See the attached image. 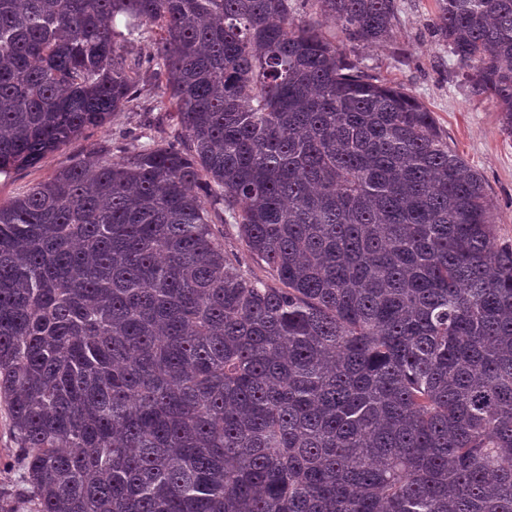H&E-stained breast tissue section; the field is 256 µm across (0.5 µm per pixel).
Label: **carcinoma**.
I'll use <instances>...</instances> for the list:
<instances>
[{
  "mask_svg": "<svg viewBox=\"0 0 512 512\" xmlns=\"http://www.w3.org/2000/svg\"><path fill=\"white\" fill-rule=\"evenodd\" d=\"M436 2L512 137V0ZM395 14L0 0V173L106 124L148 71L180 142L0 204L28 512H512V243L432 112L327 35L386 42ZM224 248L228 252V254L232 257L233 255L237 256L240 261L243 263V266L248 267L256 274L258 277L262 279H267L268 273L266 272V268L261 262H257L253 260L248 253L245 251L241 242L233 236H226L224 239Z\"/></svg>",
  "mask_w": 512,
  "mask_h": 512,
  "instance_id": "1",
  "label": "carcinoma"
}]
</instances>
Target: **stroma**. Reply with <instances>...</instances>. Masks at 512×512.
Wrapping results in <instances>:
<instances>
[{"label": "stroma", "mask_w": 512, "mask_h": 512, "mask_svg": "<svg viewBox=\"0 0 512 512\" xmlns=\"http://www.w3.org/2000/svg\"><path fill=\"white\" fill-rule=\"evenodd\" d=\"M394 35L383 44L347 43L380 80L408 89L433 114L443 136L483 176L495 215L497 237L512 243V138L503 134L494 101L473 96L456 59L433 34L436 0H396ZM162 94L152 77H144L137 96L102 128H89L61 150L37 164L0 174V203L24 194L50 178L62 165L91 152L122 155L124 149L151 141L172 143L176 126L156 103ZM16 440L5 402L0 401V495L17 493L13 452Z\"/></svg>", "instance_id": "1"}]
</instances>
